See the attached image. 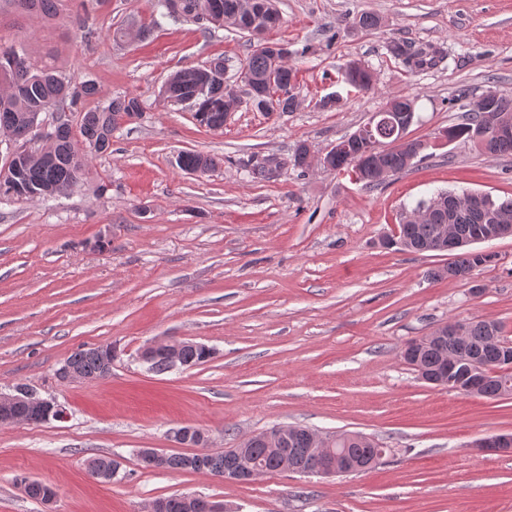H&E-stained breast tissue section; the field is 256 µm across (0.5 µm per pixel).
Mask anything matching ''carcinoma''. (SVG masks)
<instances>
[{"mask_svg": "<svg viewBox=\"0 0 512 512\" xmlns=\"http://www.w3.org/2000/svg\"><path fill=\"white\" fill-rule=\"evenodd\" d=\"M16 9L25 12H41L51 15L56 11L58 0H11ZM183 17L194 21L205 19L204 9L210 0H182ZM227 26L237 29L257 41L255 49L246 58L245 64L255 79L253 107L262 111L261 93L267 84L273 82V92H284L288 98L284 104L292 112L297 106L296 94L289 93L285 84L297 79V72L283 62L277 73H272V61L265 49L269 42L267 32L272 28L268 11L273 9L272 0H260L267 5V11L250 10L249 0H222ZM146 29L135 24L119 27L112 33L115 41H130L145 36ZM392 56L409 69L424 70L436 64L437 51L430 47L406 48L393 44L389 48ZM206 67L188 68L172 76V88L176 97L193 99L189 108L193 112H206V126L224 125L225 113L229 111L232 100L230 93L224 91V60L213 62L211 77H206ZM345 81L360 91L374 88L372 73L361 64L351 61L344 71ZM96 93L94 83L86 81L73 87L58 73L52 64L32 61L26 44L20 42L0 50V136L9 133L11 140L9 155L12 159L8 173L0 180V187L7 186L11 197L16 199L33 197H51L80 183L87 166L88 155L81 152L78 142L93 147L94 152L103 153L112 146V127L125 117L140 114L141 105L135 97H119L108 106L83 113L78 133L71 129L58 128L55 140L38 155L27 150L28 138L22 133V118L32 122L44 112H77L78 103ZM512 124V96H502L491 101H477L464 122L444 130L452 141L463 140L472 143L481 153L488 156L512 154V137L508 139L486 138L483 132L497 123ZM368 145L362 141L351 140L347 149L338 152L334 158V170L355 174L356 179L367 187H377L389 177L411 166L405 162L404 152L393 146V140L383 139L375 155L365 161L363 156ZM214 164L213 158L195 152L179 155L178 167L187 172L205 173ZM459 193L441 190L428 200L419 201L414 210L421 212L419 221L405 225L402 230L400 248L415 252L440 251L441 242L438 228L442 224L451 226L454 239L467 247L471 242L486 233L492 224H497L502 234L512 236V197L495 200L489 194L473 206H463L457 201ZM493 259V255L483 251H464L456 255L455 260L438 270L437 276L443 278L449 270H472L481 267ZM507 341L501 336V326L494 321H471L468 324L467 339L463 352L465 363L450 370L449 358L458 351L453 340L446 343L445 352L436 347L419 348L418 341L407 344L402 358L412 366L415 372H424L432 378L445 376L458 383L449 386L460 394L469 380V363L485 368L507 364L505 360ZM68 360L77 370L87 376L95 377L101 372V359L95 347H80ZM512 382V374L501 377L483 376L480 383L482 396L490 399L502 397V383ZM305 427L299 428V434L286 445L284 456H274L262 442L256 441L243 449L246 463L253 468L268 473L277 471L281 464L302 468L307 464H318L320 456L312 449ZM337 448L348 449L349 455L357 460L382 459L387 449L368 437L363 441H354L340 436L335 443ZM236 464V458L223 453H174L168 455L167 469L172 471L204 472L215 477H224V471Z\"/></svg>", "mask_w": 512, "mask_h": 512, "instance_id": "cac0c4a2", "label": "carcinoma"}]
</instances>
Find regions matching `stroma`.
I'll return each instance as SVG.
<instances>
[{
    "mask_svg": "<svg viewBox=\"0 0 512 512\" xmlns=\"http://www.w3.org/2000/svg\"><path fill=\"white\" fill-rule=\"evenodd\" d=\"M297 72L293 112L237 108L222 128L200 126L162 90L177 71L226 62L237 94L247 36L158 18L154 0H100L84 39L78 0L56 15L0 0V48L23 39L35 60L55 59L71 84L91 80L83 110L122 96L112 147L88 158L76 188L48 199L0 200V391L24 385L56 400L67 419L0 427V512H45L20 478L59 492L55 512H144L155 499L199 494L229 512H512V453L476 442L512 433V397L466 396L418 379L401 352L451 320L501 324L512 341V236L483 243L494 259L465 279L437 277L449 253L385 249L403 209L439 190L512 195V155L438 142L494 89L512 95V0H275ZM380 25L365 30L363 13ZM150 25L116 43L115 28ZM436 47L433 68L408 70L392 44ZM374 76L360 92L343 70ZM414 99L411 137L428 156L369 188L319 158L382 109ZM332 97V108L321 99ZM307 145V171L293 165ZM215 165L180 170V153ZM274 160L268 180L253 162ZM175 336L213 348L209 361L157 373L138 359L149 340ZM112 345L97 381L57 371L79 347ZM276 424L360 432L387 453L372 469L337 477L273 472L250 483L148 470L137 453L172 449L193 426L220 452ZM109 455L104 484L86 469ZM345 81L360 91H370L374 88L372 73L358 62L351 61L344 71Z\"/></svg>",
    "mask_w": 512,
    "mask_h": 512,
    "instance_id": "obj_1",
    "label": "stroma"
}]
</instances>
